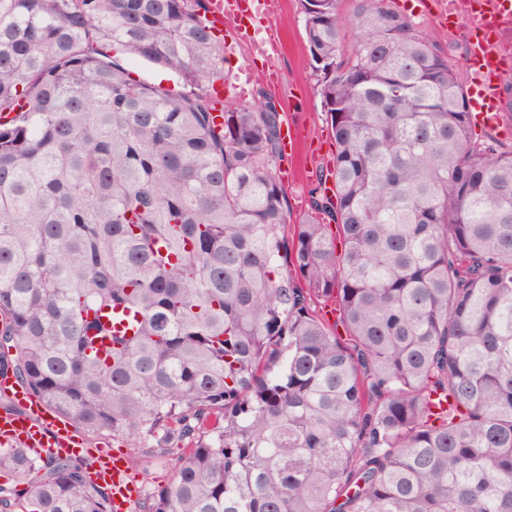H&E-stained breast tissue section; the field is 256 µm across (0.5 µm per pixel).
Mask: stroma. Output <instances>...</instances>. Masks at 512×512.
Wrapping results in <instances>:
<instances>
[{
  "label": "stroma",
  "mask_w": 512,
  "mask_h": 512,
  "mask_svg": "<svg viewBox=\"0 0 512 512\" xmlns=\"http://www.w3.org/2000/svg\"><path fill=\"white\" fill-rule=\"evenodd\" d=\"M390 3L409 15L422 29L440 32L451 63L461 74H468V23L461 21L442 29L429 14L427 0H390ZM263 25L272 29L279 40L277 52L267 63L258 59L251 41L234 36L232 22L222 25L224 40L230 46L224 63L227 88L222 96L227 104L250 103L257 100L259 91H271L279 104L282 124L301 126L308 142L319 144L317 153H309L303 146L295 153L284 154L280 163L281 169L290 171L297 167L302 171L299 181L284 185L288 196V221L297 224L307 214L309 192L316 184L319 170L334 153L335 144L325 120L320 86L310 66L298 0H279L277 11L264 19ZM270 66L280 75V86L275 90L270 89L265 78V70ZM191 445V439L182 440L160 433L139 447L127 449L129 459L136 462L132 473L141 487L132 512H145L152 493L172 480L175 461L181 450Z\"/></svg>",
  "instance_id": "35a3bbf8"
}]
</instances>
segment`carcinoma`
<instances>
[{
	"mask_svg": "<svg viewBox=\"0 0 512 512\" xmlns=\"http://www.w3.org/2000/svg\"><path fill=\"white\" fill-rule=\"evenodd\" d=\"M341 2L299 0L336 153L287 233L205 0H0V373L135 448L219 410L151 512H512V145L438 34ZM92 465L0 448V512H111ZM128 63L131 70L134 71V78L148 84H160L167 88L182 90L181 86L175 84V76L172 72L142 58H130Z\"/></svg>",
	"mask_w": 512,
	"mask_h": 512,
	"instance_id": "1",
	"label": "carcinoma"
}]
</instances>
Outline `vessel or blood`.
<instances>
[{
  "label": "vessel or blood",
  "instance_id": "obj_1",
  "mask_svg": "<svg viewBox=\"0 0 512 512\" xmlns=\"http://www.w3.org/2000/svg\"><path fill=\"white\" fill-rule=\"evenodd\" d=\"M277 0H209L213 20L231 17L241 38H250L252 31L267 15L274 12ZM471 20L468 66L472 74L475 98L472 115L484 127L500 120L501 78L508 58L497 40L500 26L512 23V0H481L472 8L469 0L461 7L448 6L439 0L435 19L441 26L456 23L461 16ZM0 394L13 405L0 415V446H25L42 453L91 456L94 460L92 480L108 489L113 512H130L138 497L136 479L122 455L101 448L87 447L71 423L62 417L47 418L42 403L12 376L0 375Z\"/></svg>",
  "mask_w": 512,
  "mask_h": 512
}]
</instances>
